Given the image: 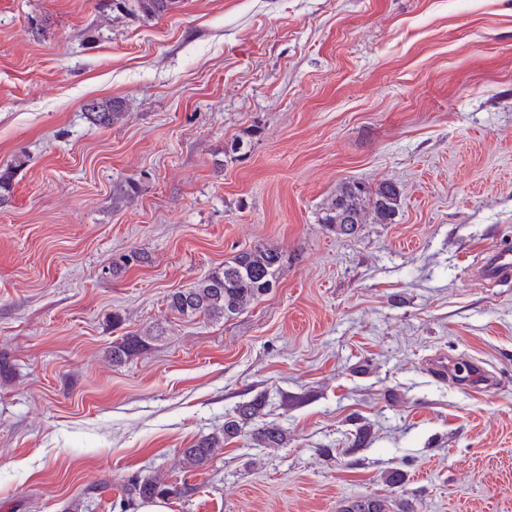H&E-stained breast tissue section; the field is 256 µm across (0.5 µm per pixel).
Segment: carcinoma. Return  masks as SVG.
<instances>
[{
    "mask_svg": "<svg viewBox=\"0 0 512 512\" xmlns=\"http://www.w3.org/2000/svg\"><path fill=\"white\" fill-rule=\"evenodd\" d=\"M179 0H112V10L122 16L151 21L160 19L174 11ZM124 112V101L118 97L96 100L90 103L89 120L98 126L109 127ZM28 156L18 157L14 164L0 170V204L10 193L14 171L25 165ZM371 202L377 221L388 224L399 206V191L396 186L385 182L370 190L360 182L346 183L331 202L321 218L322 223L336 227V232L352 235L363 223L362 206L364 199ZM281 253L274 249L241 250L224 261V266L211 271L198 280L193 287L179 290L169 296L168 307L183 316L203 315L212 319L228 320L241 313L252 302L268 293L277 283L281 270ZM146 348L141 336L124 339L112 349V361L121 363L126 358ZM265 407V400L256 397L243 405L238 418L224 423L219 434L204 437L182 451V464L186 468L202 465L215 449L224 445V438L240 433L244 425L259 415ZM255 440L268 448L283 443L286 434L277 426H266L254 433ZM128 500L150 499L166 494V489L153 479L136 480L126 487ZM342 512H386L384 504L377 499L355 500Z\"/></svg>",
    "mask_w": 512,
    "mask_h": 512,
    "instance_id": "cac0c4a2",
    "label": "carcinoma"
}]
</instances>
